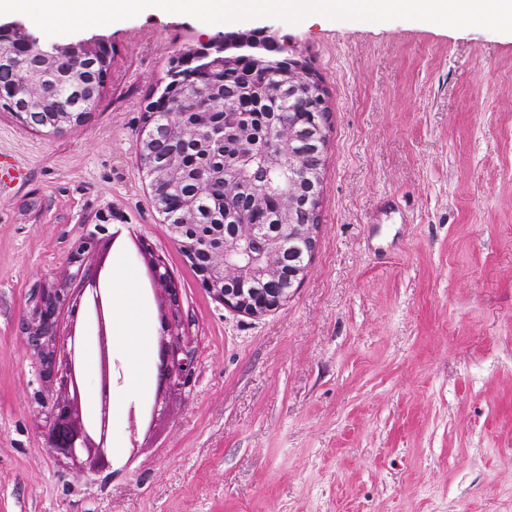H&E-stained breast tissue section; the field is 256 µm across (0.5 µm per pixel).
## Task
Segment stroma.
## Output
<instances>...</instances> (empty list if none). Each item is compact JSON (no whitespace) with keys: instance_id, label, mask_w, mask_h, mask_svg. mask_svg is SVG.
I'll use <instances>...</instances> for the list:
<instances>
[{"instance_id":"obj_1","label":"stroma","mask_w":512,"mask_h":512,"mask_svg":"<svg viewBox=\"0 0 512 512\" xmlns=\"http://www.w3.org/2000/svg\"><path fill=\"white\" fill-rule=\"evenodd\" d=\"M277 32L329 106L318 246L276 311L249 316L203 288L138 162L143 115L177 52L222 26L143 12L101 29L112 67L63 134L0 109V512H512V34L406 19L242 20ZM110 243L155 315L137 241L180 288L196 372L131 448L84 474L46 432L55 387L23 320L69 281L70 251ZM137 395L112 349V396Z\"/></svg>"}]
</instances>
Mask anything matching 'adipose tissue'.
Returning a JSON list of instances; mask_svg holds the SVG:
<instances>
[{
	"mask_svg": "<svg viewBox=\"0 0 512 512\" xmlns=\"http://www.w3.org/2000/svg\"><path fill=\"white\" fill-rule=\"evenodd\" d=\"M112 286L123 296L122 304L112 309V335L128 354L130 382L135 385L139 382V366L151 343L152 327L137 301L133 273L116 267Z\"/></svg>",
	"mask_w": 512,
	"mask_h": 512,
	"instance_id": "obj_1",
	"label": "adipose tissue"
}]
</instances>
